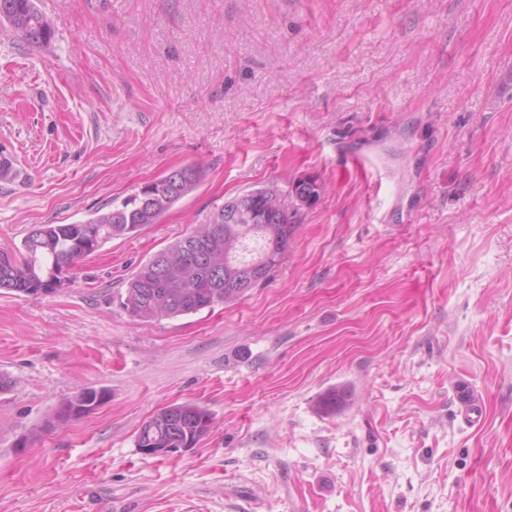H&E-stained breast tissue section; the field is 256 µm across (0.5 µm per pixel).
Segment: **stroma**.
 <instances>
[{
    "instance_id": "stroma-1",
    "label": "stroma",
    "mask_w": 512,
    "mask_h": 512,
    "mask_svg": "<svg viewBox=\"0 0 512 512\" xmlns=\"http://www.w3.org/2000/svg\"><path fill=\"white\" fill-rule=\"evenodd\" d=\"M35 3L48 44L0 28V249L204 178L68 288L0 293V512H512V0ZM308 174L324 194L266 282L161 321L119 308L225 198ZM85 387L109 397L25 444ZM184 401L210 435L141 454ZM212 420L208 409L196 402L169 405L140 425L136 447L143 448V454L149 457L181 453L194 448L210 434Z\"/></svg>"
}]
</instances>
